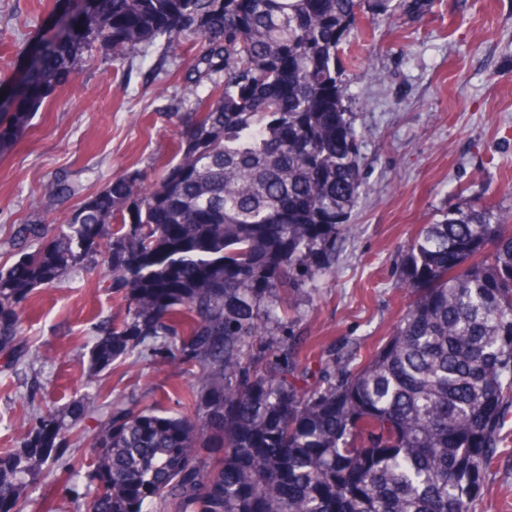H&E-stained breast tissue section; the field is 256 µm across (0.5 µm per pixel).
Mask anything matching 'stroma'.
I'll list each match as a JSON object with an SVG mask.
<instances>
[{
    "mask_svg": "<svg viewBox=\"0 0 512 512\" xmlns=\"http://www.w3.org/2000/svg\"><path fill=\"white\" fill-rule=\"evenodd\" d=\"M67 0H0V92L51 15ZM357 19L347 37L356 65L345 68L362 137V193L332 273L317 290L291 295L300 320L301 365L318 370L336 359L356 367L391 335L412 301L404 288V246L443 209L493 199L512 205V0H430L426 12H396L366 31ZM186 58L155 43L138 57L102 53L83 63L31 119L21 137L0 148V263L11 259L10 228L38 205L41 189L60 177L81 194L113 177L140 171L158 177L182 125L172 112ZM98 274L71 270L39 288L23 306L26 339L37 357L0 373V449L19 440L18 425L47 408L93 405L29 490L24 512L52 491L61 512H86V472L71 485L58 475L89 464L100 410L115 399L181 408L173 383L188 377L164 351L144 348L87 383L92 326L124 307ZM470 512H512V448L486 470Z\"/></svg>",
    "mask_w": 512,
    "mask_h": 512,
    "instance_id": "1",
    "label": "stroma"
}]
</instances>
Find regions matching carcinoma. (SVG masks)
<instances>
[{"instance_id":"carcinoma-1","label":"carcinoma","mask_w":512,"mask_h":512,"mask_svg":"<svg viewBox=\"0 0 512 512\" xmlns=\"http://www.w3.org/2000/svg\"><path fill=\"white\" fill-rule=\"evenodd\" d=\"M394 0H77L33 45L0 100L18 138L96 52L136 57L197 36L173 159L150 187L128 171L59 224L12 226L0 266V359L33 352L20 309L75 268L129 301L99 329L87 379L160 338L194 367L184 411L107 405L87 473L89 512H469L498 449L512 447V208L450 209L406 244L416 293L356 369L320 366L302 389L282 293L333 270L361 193L352 95L337 54L358 16ZM75 193L43 184L45 209ZM75 401L0 452V512H23L69 431Z\"/></svg>"}]
</instances>
